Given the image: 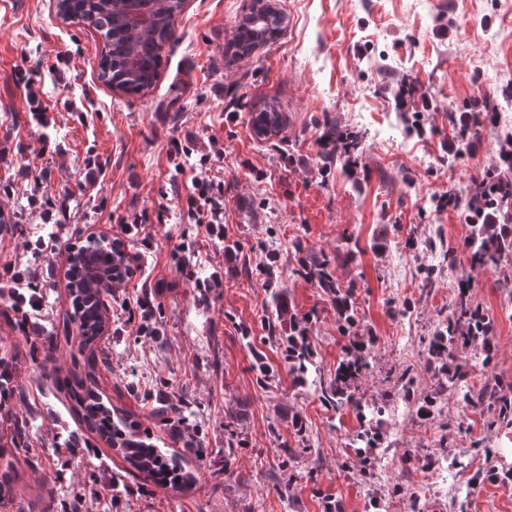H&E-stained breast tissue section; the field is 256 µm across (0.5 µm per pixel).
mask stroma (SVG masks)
<instances>
[{"label": "stroma", "instance_id": "1", "mask_svg": "<svg viewBox=\"0 0 512 512\" xmlns=\"http://www.w3.org/2000/svg\"><path fill=\"white\" fill-rule=\"evenodd\" d=\"M257 0H186L175 17L176 39L157 83L140 95L113 90L98 77L103 43L92 30L63 23L53 0H0V214L17 229L0 235V266L26 274L34 299L28 323L57 336L55 380H43L42 353L26 343L0 298V357L21 358L12 411L26 414L33 456L22 470L25 497L10 512H43L48 496L65 504L73 490L100 491L95 512H322L321 499H341L346 512H405L428 475L423 449L445 440L450 453L435 470L449 480L481 475L467 512H512V481L486 479L489 467L512 468V428L484 430L456 396L435 418L408 412L400 427L383 426L370 458L393 461L406 485L394 499L385 484L352 475L347 458L360 427L351 407L318 400L313 379L295 380L281 345L263 341L274 268L285 300L315 312V359L323 375L339 361L343 341L323 289L291 276L296 242L331 256L341 284H355L362 332L375 339L377 364L361 388L365 399L404 403L387 377L422 360L420 339L448 313L466 263L448 266L430 240L456 245L470 234L459 213L436 198L460 190L495 161L496 138L459 143L448 122L463 102L512 110V0H276L281 36L240 57L238 23ZM415 93L400 99L403 85ZM281 112L277 136L257 140L251 115ZM421 121L423 131L411 130ZM359 133L355 163L333 161L323 142L327 122ZM189 155L171 158L173 141ZM224 183V236L182 218L173 197L203 153ZM125 242L135 276L109 299L110 335L101 347L108 368L98 382L113 405L150 430L157 447L175 441L156 415L158 392L186 398L205 430V467L187 493L127 474L122 458L88 433L59 387L75 367L63 342L68 245L88 235ZM236 252L224 251L225 242ZM438 283L421 296V267ZM474 300L494 324L490 373L512 385V317L504 304L512 276L479 277ZM140 302L129 317L124 302ZM157 318L144 336L141 318ZM273 376L256 383L255 354ZM307 427L321 461L314 481L288 495L275 488L277 450L297 447L289 414ZM238 415V449L225 459L224 418ZM471 426L460 435L458 423ZM483 440L484 450L472 447ZM495 456H485V449ZM350 471H342V461ZM122 482L120 499L107 489Z\"/></svg>", "mask_w": 512, "mask_h": 512}]
</instances>
